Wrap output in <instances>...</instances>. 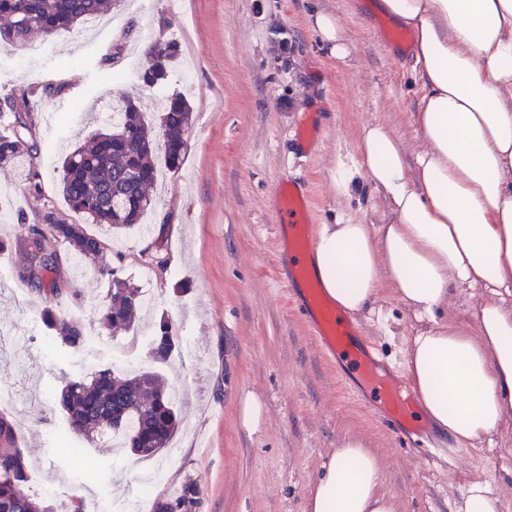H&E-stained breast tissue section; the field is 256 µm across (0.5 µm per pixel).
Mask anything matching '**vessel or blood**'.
<instances>
[{"label": "vessel or blood", "mask_w": 512, "mask_h": 512, "mask_svg": "<svg viewBox=\"0 0 512 512\" xmlns=\"http://www.w3.org/2000/svg\"><path fill=\"white\" fill-rule=\"evenodd\" d=\"M274 196L276 229L281 247L288 254L284 282L319 354L327 362L353 368L391 433L420 448L432 445L428 427L418 417L416 397L382 369L376 349L365 340L359 327L331 304L313 272L309 232L312 210L307 187L283 181L277 184Z\"/></svg>", "instance_id": "obj_1"}]
</instances>
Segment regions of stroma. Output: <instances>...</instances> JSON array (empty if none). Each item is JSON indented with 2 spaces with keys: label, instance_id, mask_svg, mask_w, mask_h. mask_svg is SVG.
I'll list each match as a JSON object with an SVG mask.
<instances>
[{
  "label": "stroma",
  "instance_id": "1",
  "mask_svg": "<svg viewBox=\"0 0 512 512\" xmlns=\"http://www.w3.org/2000/svg\"><path fill=\"white\" fill-rule=\"evenodd\" d=\"M337 16L351 48L331 57L309 17ZM366 0H167L128 11L121 26L101 34L92 24L47 38L36 34L21 54L0 51V98L31 85H54L33 101L29 141L38 145L33 170L40 196L28 194L18 175L0 172L6 215L0 238H15L50 206L78 221L59 189L62 158L98 130L106 113L129 96L157 111L164 96L183 92L193 125L179 170L144 222L130 230L129 246L99 225L90 234L122 275L142 285L153 271V316L168 314L178 336L191 337L196 361L175 366L170 381L191 380L177 403L180 446L160 499L185 482L197 484L199 512H306L312 485L336 448L355 438L380 459L381 488L398 512H457L473 481L497 495L499 512H512V422L475 448L420 461L416 449L391 436L379 412L364 407L349 368L324 362L298 312L288 305L274 267L287 266L276 246L273 189L283 179L309 184L315 224H386L387 201L369 184L343 194L337 181L359 166L362 126L387 125L415 155L421 137L411 121L420 91L407 54L384 45L389 27ZM178 42L180 62L168 83L146 89L141 72L150 38ZM195 59L193 87L181 82V64ZM315 113L321 137L301 156L294 130ZM367 341L383 365L399 372L420 328L391 288H382L374 312L358 314ZM104 350H40L37 341L0 358V379L22 393L43 389L35 404L9 409L22 423L19 446L33 473L58 488L57 504L74 490L93 499L116 489L137 490L143 461L120 447L94 451L90 460L56 453L71 437L55 400L63 378L111 365ZM260 405L257 423L243 421L246 400Z\"/></svg>",
  "mask_w": 512,
  "mask_h": 512
}]
</instances>
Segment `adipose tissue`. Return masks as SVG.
I'll return each instance as SVG.
<instances>
[{"label": "adipose tissue", "instance_id": "obj_1", "mask_svg": "<svg viewBox=\"0 0 512 512\" xmlns=\"http://www.w3.org/2000/svg\"><path fill=\"white\" fill-rule=\"evenodd\" d=\"M413 32L423 147L407 158L386 125H366L345 174L387 200L389 224L321 225L311 256L329 299L349 314L394 289L424 328L403 374L424 416L472 448L512 417V0H381ZM480 301L473 329L436 325L459 288ZM309 512H397L377 455L356 439L332 455Z\"/></svg>", "mask_w": 512, "mask_h": 512}]
</instances>
